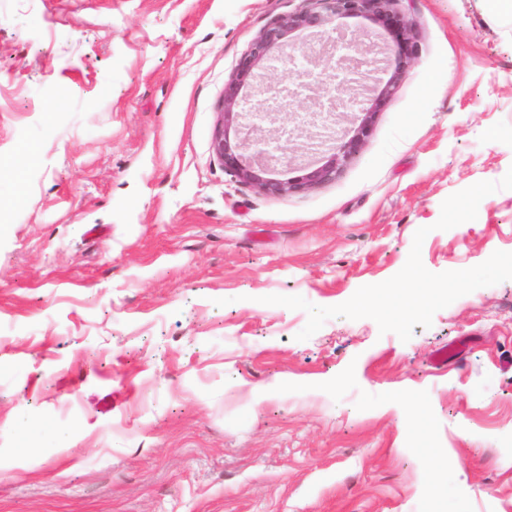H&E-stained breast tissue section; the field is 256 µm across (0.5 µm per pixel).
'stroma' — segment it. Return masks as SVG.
<instances>
[{"instance_id":"obj_1","label":"stroma","mask_w":512,"mask_h":512,"mask_svg":"<svg viewBox=\"0 0 512 512\" xmlns=\"http://www.w3.org/2000/svg\"><path fill=\"white\" fill-rule=\"evenodd\" d=\"M300 2L0 0V512H512V280L406 342L262 302L342 304L422 227L433 273L512 252V190L435 227L512 169V13L401 0L418 57L371 137L266 197L211 142Z\"/></svg>"}]
</instances>
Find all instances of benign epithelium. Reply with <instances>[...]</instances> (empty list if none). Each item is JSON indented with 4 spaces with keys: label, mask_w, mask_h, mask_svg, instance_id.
Segmentation results:
<instances>
[{
    "label": "benign epithelium",
    "mask_w": 512,
    "mask_h": 512,
    "mask_svg": "<svg viewBox=\"0 0 512 512\" xmlns=\"http://www.w3.org/2000/svg\"><path fill=\"white\" fill-rule=\"evenodd\" d=\"M399 0H301L292 12L268 23L249 43L224 85L221 122L212 140L216 159L238 181L268 197L305 192L336 180L346 163L372 134L381 104L395 93L418 55L417 36L404 15L396 10ZM370 17L382 23L392 40L356 38L359 52L374 56L373 68L350 76L343 87L355 95L353 112H317L306 109L305 141H285L280 154L270 155L258 145L278 132L277 112L267 107V91L282 81L268 80L275 64L291 60L313 42L335 45L333 23L338 18ZM299 169L303 174L282 178L277 166Z\"/></svg>",
    "instance_id": "obj_1"
}]
</instances>
